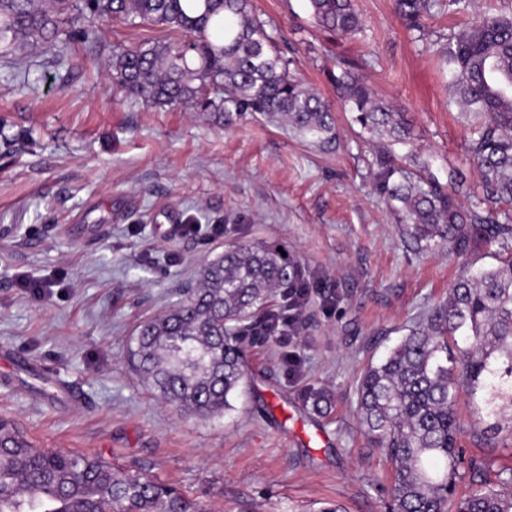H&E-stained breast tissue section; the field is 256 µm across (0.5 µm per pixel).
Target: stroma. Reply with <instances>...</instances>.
<instances>
[{
	"label": "stroma",
	"mask_w": 512,
	"mask_h": 512,
	"mask_svg": "<svg viewBox=\"0 0 512 512\" xmlns=\"http://www.w3.org/2000/svg\"><path fill=\"white\" fill-rule=\"evenodd\" d=\"M408 30L393 0H356L362 30L314 26L307 0H252L292 73L332 95L337 60L356 65L403 113L413 136L393 148L479 182L466 161L474 119L448 87L438 49L484 11L512 0H467ZM156 26L112 24L103 46L69 45L0 58V351L67 383L72 406L36 392L17 371L0 386V418L34 447L98 457L115 470L176 486L207 512H390L392 469L357 413V385L420 314L446 301L463 267L496 265L499 247L461 259L422 250L402 230L372 175L373 144L347 108L336 142L320 148L281 125L246 117L222 128L181 108L114 93L103 64L114 46L162 37ZM180 224H220L223 238L180 236ZM282 248L316 286L303 326L249 348L247 393L202 419L159 399L131 370L138 325L195 284L232 242ZM61 276L52 294L18 276ZM300 359L289 374L284 351ZM330 407L315 413L308 395ZM269 405L270 415L257 413ZM465 457L512 467V440L487 444L468 398L458 405Z\"/></svg>",
	"instance_id": "1"
}]
</instances>
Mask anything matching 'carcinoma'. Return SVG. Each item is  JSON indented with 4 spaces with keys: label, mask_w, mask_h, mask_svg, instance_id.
<instances>
[{
    "label": "carcinoma",
    "mask_w": 512,
    "mask_h": 512,
    "mask_svg": "<svg viewBox=\"0 0 512 512\" xmlns=\"http://www.w3.org/2000/svg\"><path fill=\"white\" fill-rule=\"evenodd\" d=\"M314 24L352 35L354 0H308ZM431 0H395V13L425 28ZM159 26L167 36L118 47L105 63L114 91L154 107L181 106L230 126L245 114L286 124L327 144L333 103L305 86L278 53L252 0H0V57L71 39L93 46L102 24ZM451 91L477 120L467 146L487 197L512 206V16L484 14L444 51ZM328 79L336 98L379 146L373 179L399 203L405 233L421 248L459 257L512 241V211L466 208L465 180L425 176L418 155L396 162L411 139L401 113L351 64ZM464 270L448 300L425 311L358 387L372 442L395 469L392 512H512V467L464 461L458 446L461 393L481 397L486 431L512 438V254ZM301 281L300 268L255 242H234L201 269L199 283L139 325L130 359L160 397L202 418L231 408L247 384V348L276 329L270 303ZM0 512H206L176 487L120 474L99 458L33 447L0 420Z\"/></svg>",
    "instance_id": "obj_1"
}]
</instances>
